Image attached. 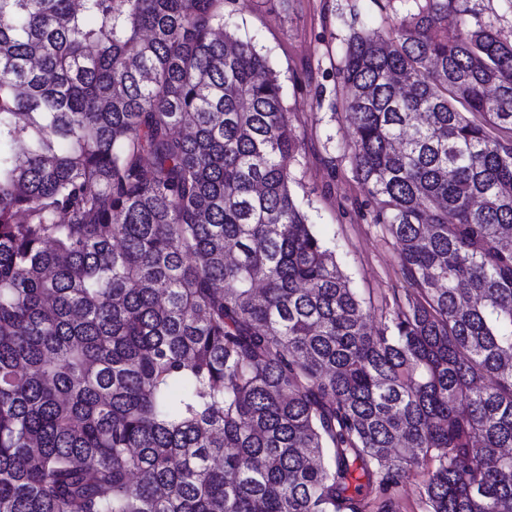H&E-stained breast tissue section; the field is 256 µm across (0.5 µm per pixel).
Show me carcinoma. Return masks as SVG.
Wrapping results in <instances>:
<instances>
[{"instance_id": "1", "label": "carcinoma", "mask_w": 512, "mask_h": 512, "mask_svg": "<svg viewBox=\"0 0 512 512\" xmlns=\"http://www.w3.org/2000/svg\"><path fill=\"white\" fill-rule=\"evenodd\" d=\"M353 34L369 313L236 0H0V512H512V44ZM425 478L420 471H414L409 475L395 495V512H422L424 510L420 493Z\"/></svg>"}]
</instances>
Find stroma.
Segmentation results:
<instances>
[{
	"mask_svg": "<svg viewBox=\"0 0 512 512\" xmlns=\"http://www.w3.org/2000/svg\"><path fill=\"white\" fill-rule=\"evenodd\" d=\"M409 0H238L229 25L265 55L284 88L300 148L291 189L371 311L405 283L388 232L371 223L348 145L352 128L338 72L350 34L381 29L410 9ZM469 22L492 24L512 42V0H456Z\"/></svg>",
	"mask_w": 512,
	"mask_h": 512,
	"instance_id": "35a3bbf8",
	"label": "stroma"
}]
</instances>
